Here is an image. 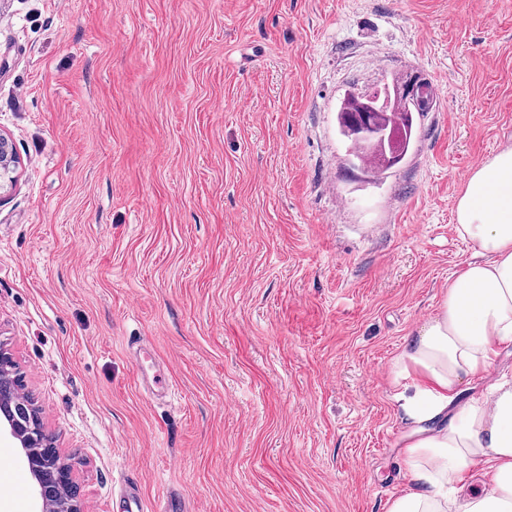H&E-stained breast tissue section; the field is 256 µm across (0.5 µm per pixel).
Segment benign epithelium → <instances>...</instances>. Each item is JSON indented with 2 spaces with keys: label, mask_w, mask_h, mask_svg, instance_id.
<instances>
[{
  "label": "benign epithelium",
  "mask_w": 512,
  "mask_h": 512,
  "mask_svg": "<svg viewBox=\"0 0 512 512\" xmlns=\"http://www.w3.org/2000/svg\"><path fill=\"white\" fill-rule=\"evenodd\" d=\"M423 79L415 73L399 84L386 82L374 88H356L347 94L359 108L358 116L347 122L349 134L359 142L387 147L390 165L400 163L407 150L399 144L400 136L367 120L371 112H386L392 103L404 101L421 110L419 97ZM16 161L8 142L0 136V183L12 180ZM14 362L10 353L0 349V434L20 447L41 501V512H83L73 478V458L63 455L53 438L47 435L33 404L7 387V372Z\"/></svg>",
  "instance_id": "1"
}]
</instances>
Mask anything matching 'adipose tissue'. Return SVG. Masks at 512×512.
Segmentation results:
<instances>
[{
	"mask_svg": "<svg viewBox=\"0 0 512 512\" xmlns=\"http://www.w3.org/2000/svg\"><path fill=\"white\" fill-rule=\"evenodd\" d=\"M453 214L474 253L390 366L408 433L388 512H512V380L472 391L512 344V146L472 170Z\"/></svg>",
	"mask_w": 512,
	"mask_h": 512,
	"instance_id": "ef3b65f1",
	"label": "adipose tissue"
}]
</instances>
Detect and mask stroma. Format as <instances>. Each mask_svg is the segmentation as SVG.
<instances>
[{
    "label": "stroma",
    "mask_w": 512,
    "mask_h": 512,
    "mask_svg": "<svg viewBox=\"0 0 512 512\" xmlns=\"http://www.w3.org/2000/svg\"><path fill=\"white\" fill-rule=\"evenodd\" d=\"M415 72L432 106L372 177L343 94ZM0 135V346L86 512H388L390 364L512 144V0H0Z\"/></svg>",
    "instance_id": "obj_1"
}]
</instances>
